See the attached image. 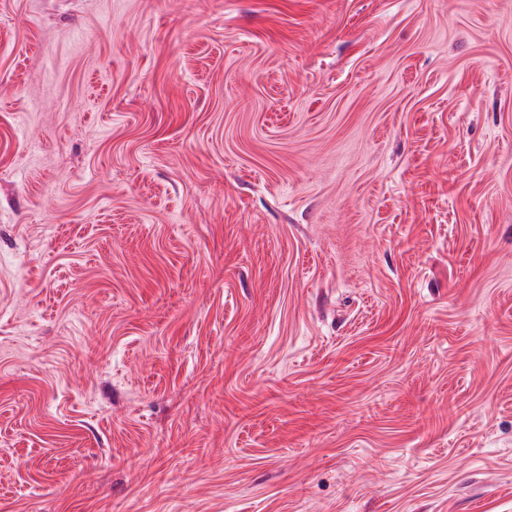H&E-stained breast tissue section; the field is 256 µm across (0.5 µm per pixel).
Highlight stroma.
<instances>
[{"mask_svg":"<svg viewBox=\"0 0 512 512\" xmlns=\"http://www.w3.org/2000/svg\"><path fill=\"white\" fill-rule=\"evenodd\" d=\"M0 512H512V0H0Z\"/></svg>","mask_w":512,"mask_h":512,"instance_id":"obj_1","label":"stroma"}]
</instances>
